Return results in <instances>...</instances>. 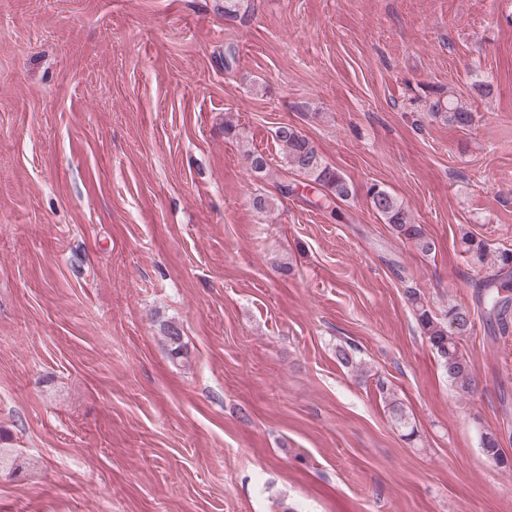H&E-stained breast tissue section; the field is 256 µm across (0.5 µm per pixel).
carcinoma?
<instances>
[{
  "label": "carcinoma",
  "instance_id": "1",
  "mask_svg": "<svg viewBox=\"0 0 512 512\" xmlns=\"http://www.w3.org/2000/svg\"><path fill=\"white\" fill-rule=\"evenodd\" d=\"M431 115L440 118L451 126L466 129L474 122L473 112L463 106L433 102L429 107ZM282 145L285 167L292 174L302 178L334 203L349 199L352 189L344 174L328 165L319 155L312 142L300 130L291 125H283L275 132ZM373 212L388 224L397 236L412 242L418 251L429 255L436 249L435 242L427 235L423 225L411 221L407 209L399 199L385 188L373 184L368 190ZM461 243L470 254L473 264H490L494 273L483 282L478 292V301L483 304L490 317L500 316L508 307L509 299L501 296L506 285L512 281V248L493 247L488 241L464 232ZM407 298L413 310L421 334L426 337L434 350L439 367L455 387L464 394L477 389L478 383L470 371L469 362L461 349V339L473 327L471 310L459 305H450L439 313L433 312L422 299L420 292L410 290ZM161 333L168 346V354L177 363L187 360L181 328L173 322L161 324ZM357 347L347 343L336 347V358L345 368L360 369L357 362ZM483 451L504 467H512V462L504 458L499 448L496 434L485 432L481 435Z\"/></svg>",
  "mask_w": 512,
  "mask_h": 512
}]
</instances>
